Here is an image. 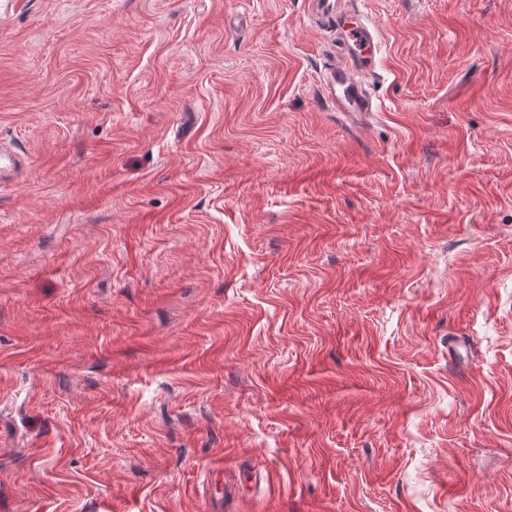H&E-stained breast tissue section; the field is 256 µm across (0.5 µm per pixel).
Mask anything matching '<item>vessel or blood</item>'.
<instances>
[{
	"label": "vessel or blood",
	"instance_id": "b4317fda",
	"mask_svg": "<svg viewBox=\"0 0 512 512\" xmlns=\"http://www.w3.org/2000/svg\"><path fill=\"white\" fill-rule=\"evenodd\" d=\"M345 35L350 47V59L326 76L324 88L328 94L336 95L339 111L366 112L371 104L360 73L369 66L366 52L372 44L371 33L365 25L360 24L346 29Z\"/></svg>",
	"mask_w": 512,
	"mask_h": 512
}]
</instances>
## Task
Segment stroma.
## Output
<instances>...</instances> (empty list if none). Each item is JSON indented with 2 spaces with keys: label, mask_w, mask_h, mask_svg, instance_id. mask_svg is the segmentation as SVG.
<instances>
[{
  "label": "stroma",
  "mask_w": 512,
  "mask_h": 512,
  "mask_svg": "<svg viewBox=\"0 0 512 512\" xmlns=\"http://www.w3.org/2000/svg\"><path fill=\"white\" fill-rule=\"evenodd\" d=\"M311 2L0 0V512H512V0ZM345 35L350 47V59L326 76L324 88L328 94L336 96L340 112H369L371 104L359 71L367 70L369 66L365 51L371 47V33L365 25L360 24L346 29ZM337 86L344 87L343 95L337 93Z\"/></svg>",
  "instance_id": "35a3bbf8"
}]
</instances>
